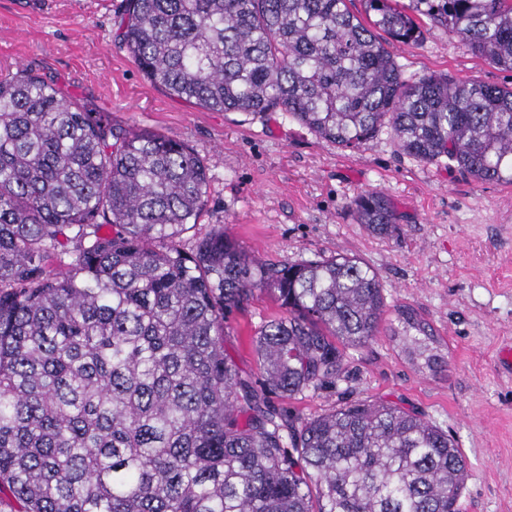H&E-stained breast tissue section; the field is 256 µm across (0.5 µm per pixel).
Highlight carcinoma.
<instances>
[{
    "mask_svg": "<svg viewBox=\"0 0 512 512\" xmlns=\"http://www.w3.org/2000/svg\"><path fill=\"white\" fill-rule=\"evenodd\" d=\"M119 39L168 94L286 112L354 149L390 129L512 185V87L404 76L387 49L425 17L512 71V0H124ZM207 169L186 142L125 128L25 68L0 77V502L12 512H457L467 465L418 413L355 400L292 417L268 395L333 384L379 332L377 275L350 257L269 266L224 228L187 245ZM357 221L394 231L390 200ZM260 289L257 391L224 353ZM403 352L438 364L431 326L397 313Z\"/></svg>",
    "mask_w": 512,
    "mask_h": 512,
    "instance_id": "1",
    "label": "carcinoma"
}]
</instances>
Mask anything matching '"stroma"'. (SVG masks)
<instances>
[{"label":"stroma","instance_id":"1","mask_svg":"<svg viewBox=\"0 0 512 512\" xmlns=\"http://www.w3.org/2000/svg\"><path fill=\"white\" fill-rule=\"evenodd\" d=\"M123 0H0V73L25 67L119 124L192 146L209 168L199 233L224 227L266 263L357 258L378 276L388 312L413 308L436 331L442 363L418 371L387 332L347 350L336 383L280 404L314 418L345 402L384 400L453 437L469 476L458 512H512V186L481 183L454 163L401 153L389 128L360 148L318 138L283 112H216L170 96L117 39ZM418 43L390 44L405 76L512 83V72L423 20ZM377 191L394 204L389 235L358 224L351 202ZM284 311L266 293L231 318L224 349L261 387L255 332Z\"/></svg>","mask_w":512,"mask_h":512}]
</instances>
